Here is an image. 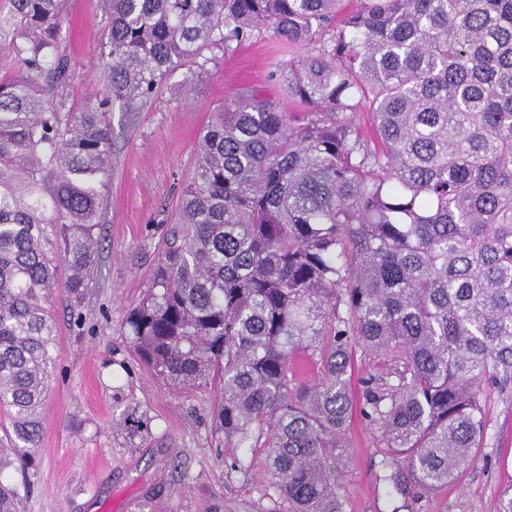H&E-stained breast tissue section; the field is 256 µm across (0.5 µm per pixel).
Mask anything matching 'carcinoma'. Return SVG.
Here are the masks:
<instances>
[{
	"label": "carcinoma",
	"mask_w": 512,
	"mask_h": 512,
	"mask_svg": "<svg viewBox=\"0 0 512 512\" xmlns=\"http://www.w3.org/2000/svg\"><path fill=\"white\" fill-rule=\"evenodd\" d=\"M68 0H9L0 49V476L37 445L58 287L74 316L102 247L110 104L64 112ZM102 75L128 111L177 71L271 31L307 54L200 132L150 285L126 315L169 384L219 386L218 430L263 448L293 512H346L355 407L403 497L453 484L487 439L485 395L512 385V0H105ZM394 380L350 389L352 343ZM299 355L320 375L298 379ZM116 428L149 431L134 410ZM33 484L0 479V512Z\"/></svg>",
	"instance_id": "1"
}]
</instances>
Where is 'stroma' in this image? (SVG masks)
Returning a JSON list of instances; mask_svg holds the SVG:
<instances>
[{
  "mask_svg": "<svg viewBox=\"0 0 512 512\" xmlns=\"http://www.w3.org/2000/svg\"><path fill=\"white\" fill-rule=\"evenodd\" d=\"M104 33V0H69L61 49L75 75L62 94L66 108L109 95L101 74ZM303 54L260 30L231 51L215 50L188 99L175 96L176 75L140 111L113 106L101 258L81 324H73L61 300L53 302L56 363L42 433L27 451L25 471L11 474L34 486L21 512H290L287 499L266 488L264 450L235 447L216 429L218 389L188 392L164 383L137 358L123 323L148 285L212 112L224 98L254 88L281 98L283 111H298L269 72ZM127 408L148 419L144 437L131 441L113 430ZM486 419L476 461L455 486L422 495L414 512H495L512 479V389L490 390ZM349 441L342 467L347 512H393L401 500L378 479L374 428L354 417Z\"/></svg>",
  "mask_w": 512,
  "mask_h": 512,
  "instance_id": "35a3bbf8",
  "label": "stroma"
}]
</instances>
